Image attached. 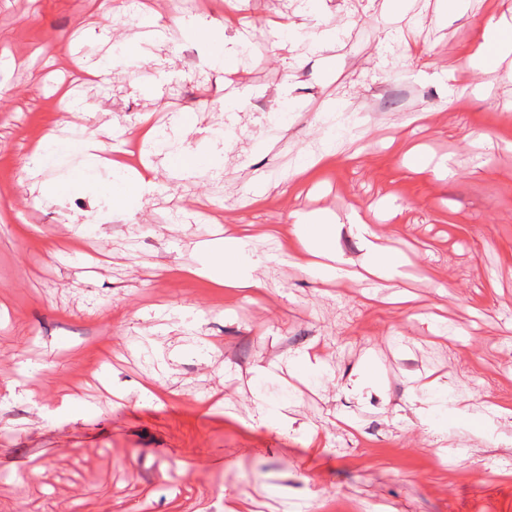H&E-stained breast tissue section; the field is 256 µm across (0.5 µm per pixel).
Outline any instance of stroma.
<instances>
[{
    "mask_svg": "<svg viewBox=\"0 0 512 512\" xmlns=\"http://www.w3.org/2000/svg\"><path fill=\"white\" fill-rule=\"evenodd\" d=\"M408 2L0 0V512H512V426L490 417L473 451L454 416L512 405V56L469 61L512 0ZM189 16L221 29L223 60ZM117 36L143 49L131 66L109 64ZM145 112L165 131L193 113L202 154L229 129L220 177L172 178L148 151L159 185L135 218L106 168L38 201L36 140L85 127L125 151ZM309 211L356 260L348 226L372 224L413 307L287 261L248 292L190 275L202 242L246 229L276 253L264 229ZM427 373L450 415L412 414Z\"/></svg>",
    "mask_w": 512,
    "mask_h": 512,
    "instance_id": "obj_1",
    "label": "stroma"
}]
</instances>
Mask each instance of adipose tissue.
Returning <instances> with one entry per match:
<instances>
[{"label": "adipose tissue", "mask_w": 512, "mask_h": 512, "mask_svg": "<svg viewBox=\"0 0 512 512\" xmlns=\"http://www.w3.org/2000/svg\"><path fill=\"white\" fill-rule=\"evenodd\" d=\"M34 154L44 168L74 155L82 158L81 164L70 168L66 177L44 183L42 192L52 200L83 186L92 187V173L102 165L109 166L112 171L108 192L116 213L134 216L141 208L145 193L155 187L149 173L121 167L113 160L104 161L99 143L90 137L78 142L45 139L39 141ZM336 231L334 219L328 216L301 214L294 218L288 228V237L296 245L294 255L304 271L327 281L342 277L358 281L371 278L379 287L397 277L401 258L381 244L370 225L361 223L355 227L366 248L364 258L357 264L340 250ZM204 255L206 261L196 268V275L232 290L259 287L258 272L271 260L270 255L254 252L248 240L232 235L208 243Z\"/></svg>", "instance_id": "adipose-tissue-1"}]
</instances>
